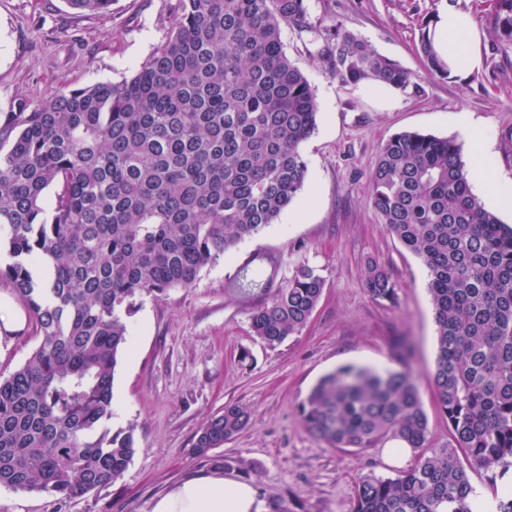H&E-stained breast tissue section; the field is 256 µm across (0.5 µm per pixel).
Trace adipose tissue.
<instances>
[{
  "mask_svg": "<svg viewBox=\"0 0 512 512\" xmlns=\"http://www.w3.org/2000/svg\"><path fill=\"white\" fill-rule=\"evenodd\" d=\"M480 29L469 14L450 8L435 23V42L452 74L464 75L481 64ZM152 512H261L252 485L218 476L194 477L160 497Z\"/></svg>",
  "mask_w": 512,
  "mask_h": 512,
  "instance_id": "adipose-tissue-1",
  "label": "adipose tissue"
}]
</instances>
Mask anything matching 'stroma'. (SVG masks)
<instances>
[{"mask_svg":"<svg viewBox=\"0 0 512 512\" xmlns=\"http://www.w3.org/2000/svg\"><path fill=\"white\" fill-rule=\"evenodd\" d=\"M177 0H112L106 15L80 13L65 0H0V113L19 100L38 104L60 88L130 78L170 34ZM495 0H308L318 28L338 24L421 78L424 93L382 107L361 86H347L320 60V42L283 26L288 58L315 89L317 126L301 150L309 178L276 223L205 268L193 287L145 296L128 319L129 351L113 387L112 429H135L136 454L109 487L64 499L0 488V512H152L155 500L194 475L251 484L262 512H350L358 477L396 476L392 440L366 452H340L305 429L300 406L317 381L347 366L399 369L400 343L422 377L430 439L448 440L424 379L436 357V325L427 270L382 224L371 204L370 175L391 135L418 131L459 138V113L483 127L495 185L512 186V48L501 47L488 18ZM473 15L482 33V65L464 75L427 73L419 34L447 8ZM273 256L275 284L303 265L325 279L306 327L272 347L253 336L261 297L227 289L246 256ZM394 281L396 303L374 301L365 269ZM40 342L32 321L0 340V376H9ZM249 407V425L207 455L195 435L225 404Z\"/></svg>","mask_w":512,"mask_h":512,"instance_id":"1","label":"stroma"}]
</instances>
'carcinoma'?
I'll use <instances>...</instances> for the list:
<instances>
[{
  "label": "carcinoma",
  "instance_id": "obj_1",
  "mask_svg": "<svg viewBox=\"0 0 512 512\" xmlns=\"http://www.w3.org/2000/svg\"><path fill=\"white\" fill-rule=\"evenodd\" d=\"M106 14L112 0H67ZM315 35L307 0H178L170 35L129 79L25 100L0 121V266L29 312L39 346L0 379V488L74 498L121 478L135 429L112 430V389L127 318L145 295L190 288L221 255L278 220L309 169L313 87L286 55L281 25ZM489 25L512 46V0ZM419 52L448 76L430 25ZM320 55L346 85L380 81L402 94L420 80L335 25ZM388 232L428 271L437 332L428 380L448 423L431 446L416 376L345 366L301 406L315 437L368 451L386 439L413 456L396 477L356 483L351 512H512V225L471 192L461 146L415 131L390 136L370 176ZM53 190L51 207L45 191ZM368 294L396 302L395 283L366 269ZM325 286L313 267L262 291L255 336L283 343L309 322ZM237 403L200 428L194 450L219 448L249 423ZM483 469L492 497L472 483Z\"/></svg>",
  "mask_w": 512,
  "mask_h": 512
}]
</instances>
